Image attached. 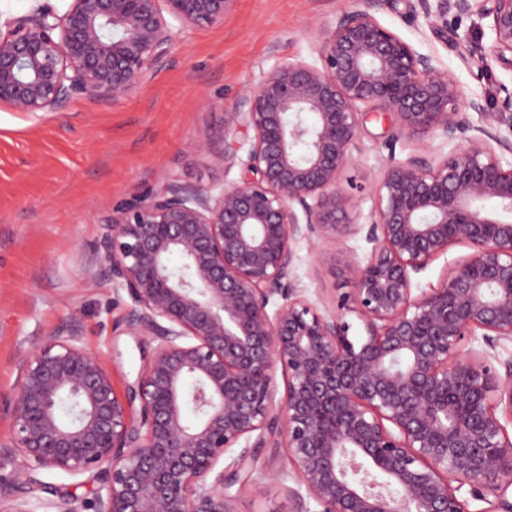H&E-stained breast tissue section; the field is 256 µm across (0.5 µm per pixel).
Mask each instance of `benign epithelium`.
I'll list each match as a JSON object with an SVG mask.
<instances>
[{"instance_id":"7a95c632","label":"benign epithelium","mask_w":512,"mask_h":512,"mask_svg":"<svg viewBox=\"0 0 512 512\" xmlns=\"http://www.w3.org/2000/svg\"><path fill=\"white\" fill-rule=\"evenodd\" d=\"M34 2L0 32V105L29 114L127 96L175 31L224 21L235 0H69L62 13ZM358 2L320 27L318 60L284 61L244 90L222 148L200 134L218 168L237 160L236 134L250 136L240 181L169 173L101 219L89 281L124 290L126 330L155 347L123 395L75 319L15 364L0 456L32 483L58 469L102 485L90 504L63 496L54 512H236L265 448L283 449L304 487L291 490L296 512L308 500L319 512H470L466 486L487 512H512V358L496 353L512 342V139L501 135L512 94L493 112L465 98L379 23L388 0ZM450 6L489 20L494 56L512 67V0L411 10L446 27ZM374 113L394 119L396 138L458 149L392 157L372 186L350 185L354 199L376 198L371 221L350 224L341 178ZM359 233L366 261L334 258L351 288L332 307L307 296L296 243ZM454 246L468 253L414 293L412 275ZM350 315L362 335H350ZM478 330L480 350L468 346ZM0 512L30 510L0 485Z\"/></svg>"}]
</instances>
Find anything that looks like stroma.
<instances>
[{"label": "stroma", "instance_id": "35a3bbf8", "mask_svg": "<svg viewBox=\"0 0 512 512\" xmlns=\"http://www.w3.org/2000/svg\"><path fill=\"white\" fill-rule=\"evenodd\" d=\"M354 7V0H237L223 22L178 33L168 60L151 67L126 97L77 98L61 111L38 114L0 106V404L13 392L18 357L73 318L87 349L110 364L116 390L134 384L153 345L125 333L131 305L125 291L107 280L87 282L97 263L100 219L159 188L168 172L190 184L238 181L241 166L214 167L195 146L199 133L208 131L222 147L226 112L243 90L282 61H315L318 25ZM408 10V0H389L376 17L488 108L512 90V68L490 53L488 20L465 16L435 29L425 18H409ZM391 130L390 121L367 120L347 179L371 185L389 156L416 152L417 142L389 143ZM370 249L360 234L318 252L298 242L297 282L312 298L333 302L349 285L335 275L331 256L346 251L362 259ZM289 470L281 449H265L237 512H293ZM38 479L24 493L30 512L60 495L90 502L98 488L87 473L45 470Z\"/></svg>", "mask_w": 512, "mask_h": 512}]
</instances>
